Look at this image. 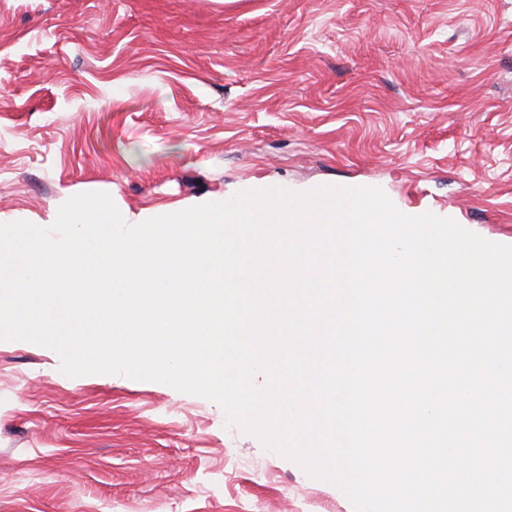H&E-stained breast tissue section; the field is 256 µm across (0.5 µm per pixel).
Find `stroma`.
I'll use <instances>...</instances> for the list:
<instances>
[{"instance_id": "obj_1", "label": "stroma", "mask_w": 512, "mask_h": 512, "mask_svg": "<svg viewBox=\"0 0 512 512\" xmlns=\"http://www.w3.org/2000/svg\"><path fill=\"white\" fill-rule=\"evenodd\" d=\"M381 188L512 245V0H0V213ZM0 342V512H351L204 397Z\"/></svg>"}]
</instances>
